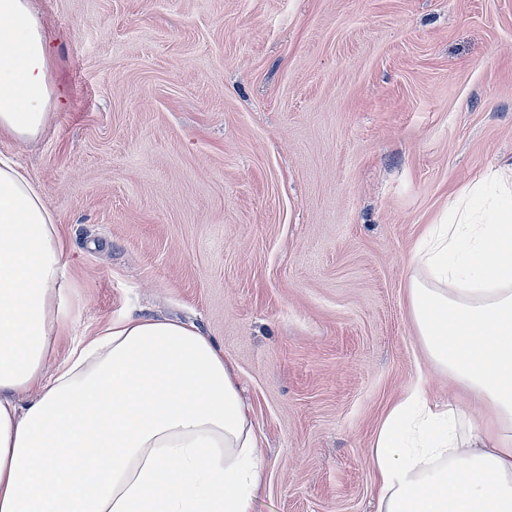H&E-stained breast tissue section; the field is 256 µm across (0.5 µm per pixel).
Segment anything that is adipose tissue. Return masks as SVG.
Listing matches in <instances>:
<instances>
[{
	"label": "adipose tissue",
	"mask_w": 512,
	"mask_h": 512,
	"mask_svg": "<svg viewBox=\"0 0 512 512\" xmlns=\"http://www.w3.org/2000/svg\"><path fill=\"white\" fill-rule=\"evenodd\" d=\"M51 58L30 0H0V134L43 133ZM64 255L40 186L0 155V512H253L259 441L223 348L128 314L58 357ZM414 264L418 334L472 402L419 387L393 405L377 512H512V166L464 189Z\"/></svg>",
	"instance_id": "obj_1"
}]
</instances>
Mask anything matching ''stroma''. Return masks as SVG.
<instances>
[{
	"label": "stroma",
	"instance_id": "stroma-1",
	"mask_svg": "<svg viewBox=\"0 0 512 512\" xmlns=\"http://www.w3.org/2000/svg\"><path fill=\"white\" fill-rule=\"evenodd\" d=\"M61 105L0 138L66 245L62 347L194 322L264 445L254 512H376L369 455L415 384L469 394L410 311L457 194L512 165V0H33Z\"/></svg>",
	"mask_w": 512,
	"mask_h": 512
}]
</instances>
